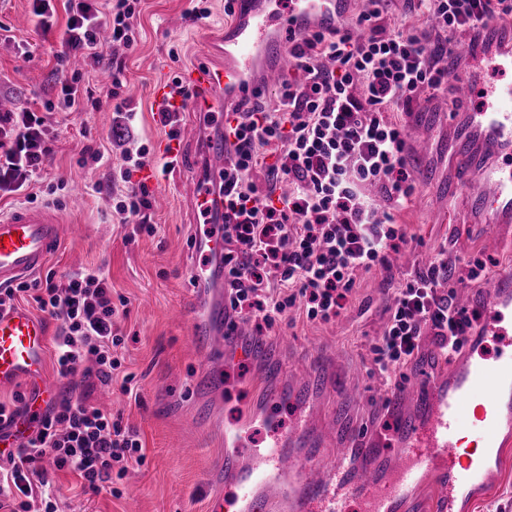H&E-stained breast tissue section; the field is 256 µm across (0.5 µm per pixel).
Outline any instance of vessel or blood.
<instances>
[{"mask_svg": "<svg viewBox=\"0 0 512 512\" xmlns=\"http://www.w3.org/2000/svg\"><path fill=\"white\" fill-rule=\"evenodd\" d=\"M350 0H238L237 19L214 40L224 46V63L200 59L182 72L190 89L187 100H176L178 111L202 112L224 121L225 99L262 93L291 66L289 35L332 30ZM460 104L480 99L471 128L456 143L467 167L451 185L467 189L483 183L472 199V210L488 223L512 217V80L478 86L465 75L453 78ZM230 146L211 143V179L198 182L193 194L196 216L191 244L202 266L191 269V302L196 317L193 335L201 342L203 372L194 382L204 392L206 422H214L216 399L224 394V346L234 341L236 358L245 362L259 353L287 349V339L252 336L242 321L226 317L222 258L224 213L213 204L215 179L224 170ZM68 232L66 223L44 206L20 207L0 214V287L36 274ZM467 304L482 310L484 319L468 338L469 348L448 375L425 372L382 396L392 417L389 429L344 430L316 424L310 403L327 387L328 374L307 367L297 379H272L266 387L268 406L282 398L307 396L288 428L271 415L263 423L270 435L257 444L237 426L224 429L226 451L207 480L205 512H461L460 498L486 491L500 467L505 443L500 435L512 427V267L499 271L483 288L468 293ZM47 356L43 321L26 309L0 313V387L39 375ZM55 397L53 387L27 404L11 431L20 441L41 419ZM475 435L480 453L467 451L465 435ZM434 478V503L411 504L412 492Z\"/></svg>", "mask_w": 512, "mask_h": 512, "instance_id": "1", "label": "vessel or blood"}]
</instances>
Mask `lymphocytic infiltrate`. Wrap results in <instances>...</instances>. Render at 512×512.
I'll return each mask as SVG.
<instances>
[{
	"instance_id": "1",
	"label": "lymphocytic infiltrate",
	"mask_w": 512,
	"mask_h": 512,
	"mask_svg": "<svg viewBox=\"0 0 512 512\" xmlns=\"http://www.w3.org/2000/svg\"><path fill=\"white\" fill-rule=\"evenodd\" d=\"M98 2L64 0L61 26L53 0H34L41 29L60 34L58 62L81 52L101 64L105 52L97 33L105 25L113 43L135 46L138 0H113L106 13ZM366 2L350 25L363 29L362 37L352 39L349 27L340 26L292 40L297 77L282 84L278 108L237 103L236 123L224 130L233 146L219 185L224 285L229 309L260 329L272 328L296 305L311 322L336 318L357 276L385 266L388 253L404 244L402 229L364 193L373 185L397 203L411 191L406 141L388 115L413 111L422 92L447 89L449 72L438 62L449 53V32L478 35L512 15V0H417L425 20L417 30L385 24L383 0ZM82 81V74H73L43 112L0 114V197L37 200L29 178L53 156L47 115L83 111ZM262 167L272 180L287 183V195L257 191L251 175ZM148 196L145 184L131 188L115 205L120 224L154 233ZM454 274V264L438 257L395 288L384 332L372 347L380 372L415 361L426 325L438 329L449 353L465 346L474 320L439 292ZM22 299L58 321L56 371L68 390L19 448L0 454V512H56L48 470L70 471L83 489L98 492L131 463H142V443L136 429L89 397L96 382L117 381L123 393L131 391L130 376L120 373L124 338L107 280L89 271L61 288L49 274L0 290V311Z\"/></svg>"
}]
</instances>
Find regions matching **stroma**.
<instances>
[{
	"label": "stroma",
	"instance_id": "obj_1",
	"mask_svg": "<svg viewBox=\"0 0 512 512\" xmlns=\"http://www.w3.org/2000/svg\"><path fill=\"white\" fill-rule=\"evenodd\" d=\"M209 16L186 20L192 0H141L135 19L137 45L121 51L125 82L113 90L102 68L84 62L81 70L100 102L85 112L50 114L55 138L54 157L34 179L39 204L58 209L74 225L46 266L57 284L88 270L100 272L114 293L128 300L119 325L125 338L123 368L132 377L136 395L96 387L92 402L112 409L123 424L138 430L145 460L111 490L82 492L74 475L53 477L59 512H204L209 487L206 475L224 451L220 430L203 426L192 391L201 368L199 347L192 337L193 320L183 313L192 263L189 238L193 184L208 177L209 147L223 129L208 118L183 113L177 138H169L159 121L154 88L180 69L194 65L215 31L229 20L225 0H202ZM72 67L58 66L52 39L36 28L31 0H0V98L14 109L37 108L53 98L56 85ZM456 122H449V113ZM470 110L449 91L423 93L418 112L390 113L408 136L428 144L412 166L410 196L391 213L407 242L400 262L388 269L359 275L345 310L330 322L307 321L292 307L266 338L287 337L288 349L279 360L255 358L230 366L224 383V421L247 420L252 405L261 403L272 371L289 377L319 355L333 353L328 363L335 380L316 400L318 419L384 428L390 416L381 402L384 390L430 369L426 354L390 376L377 373L371 346L387 320L386 304L404 278L426 269L429 261L447 254L461 275L455 300L483 287L501 267L512 266V224H480L468 214V197L449 195L459 172L455 144ZM147 146L150 163L123 181L121 171L131 144ZM103 153L101 162L91 152ZM178 156L164 169L168 156ZM145 183L151 196L165 195L164 205H152L154 235H128L113 208L130 184ZM485 265L481 279L468 270L474 261ZM466 512H512V446L506 448L490 492L470 502Z\"/></svg>",
	"mask_w": 512,
	"mask_h": 512
}]
</instances>
